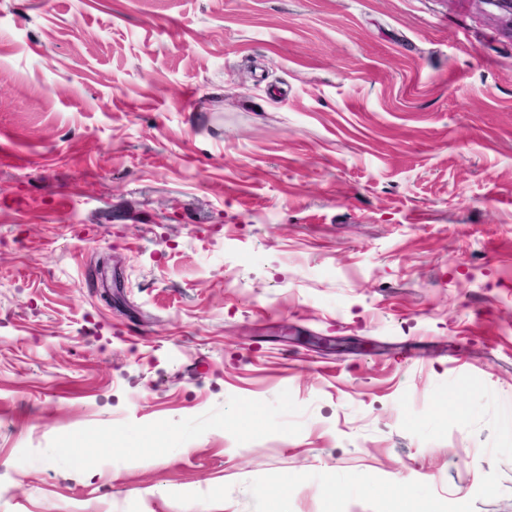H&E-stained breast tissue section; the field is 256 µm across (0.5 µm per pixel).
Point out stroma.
<instances>
[{
    "label": "stroma",
    "mask_w": 512,
    "mask_h": 512,
    "mask_svg": "<svg viewBox=\"0 0 512 512\" xmlns=\"http://www.w3.org/2000/svg\"><path fill=\"white\" fill-rule=\"evenodd\" d=\"M481 0H0V512L272 473L512 512V29ZM499 470L502 493L476 499Z\"/></svg>",
    "instance_id": "1"
}]
</instances>
